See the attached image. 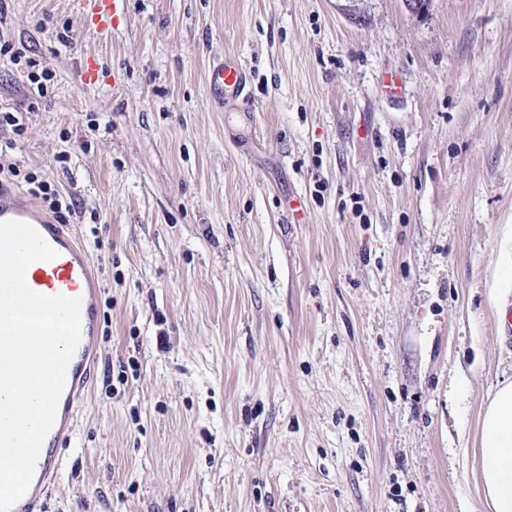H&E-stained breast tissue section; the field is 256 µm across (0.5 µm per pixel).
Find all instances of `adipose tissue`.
Returning a JSON list of instances; mask_svg holds the SVG:
<instances>
[{"instance_id": "obj_1", "label": "adipose tissue", "mask_w": 512, "mask_h": 512, "mask_svg": "<svg viewBox=\"0 0 512 512\" xmlns=\"http://www.w3.org/2000/svg\"><path fill=\"white\" fill-rule=\"evenodd\" d=\"M480 465L491 512H512V381L497 387L483 412Z\"/></svg>"}]
</instances>
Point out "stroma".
Instances as JSON below:
<instances>
[{
    "instance_id": "obj_1",
    "label": "stroma",
    "mask_w": 512,
    "mask_h": 512,
    "mask_svg": "<svg viewBox=\"0 0 512 512\" xmlns=\"http://www.w3.org/2000/svg\"><path fill=\"white\" fill-rule=\"evenodd\" d=\"M127 6L95 39L69 0H0V34L55 73L40 99L0 64V109L29 112L17 157L75 195L102 283L97 373L42 512H489L512 0ZM224 52L248 96L220 108ZM247 68L234 54L224 53L210 62L207 90L211 97L224 104L242 95L247 84Z\"/></svg>"
}]
</instances>
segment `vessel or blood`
I'll return each mask as SVG.
<instances>
[{
	"mask_svg": "<svg viewBox=\"0 0 512 512\" xmlns=\"http://www.w3.org/2000/svg\"><path fill=\"white\" fill-rule=\"evenodd\" d=\"M72 7L83 14L89 36L111 35L126 14L127 0H71ZM247 84V68L234 54L214 57L207 72V90L217 101L234 100ZM15 220L32 225L57 256L38 261L26 272L28 286L44 295H66L81 300V337L65 375L56 419L46 436L29 489L11 512H34L43 497L46 482L59 465L56 447L71 433L75 403L88 389L94 377L92 369L98 355V336L102 312L98 273L86 248L68 225L55 223L38 206L18 192L0 188V221Z\"/></svg>",
	"mask_w": 512,
	"mask_h": 512,
	"instance_id": "1",
	"label": "vessel or blood"
}]
</instances>
